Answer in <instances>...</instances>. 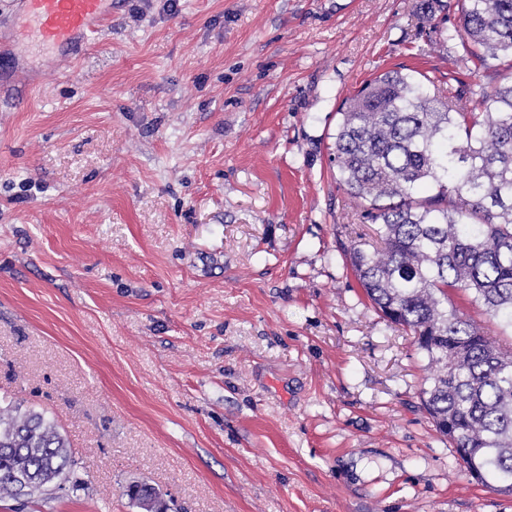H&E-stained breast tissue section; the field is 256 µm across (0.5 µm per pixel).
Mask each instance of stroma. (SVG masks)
<instances>
[{
	"label": "stroma",
	"mask_w": 512,
	"mask_h": 512,
	"mask_svg": "<svg viewBox=\"0 0 512 512\" xmlns=\"http://www.w3.org/2000/svg\"><path fill=\"white\" fill-rule=\"evenodd\" d=\"M112 0L70 60L0 55V396L69 482L0 512H512L421 405L428 359L347 251L338 111L458 74L457 0ZM79 491H72V484ZM126 495L145 512L167 511L160 492L146 483L128 486Z\"/></svg>",
	"instance_id": "35a3bbf8"
}]
</instances>
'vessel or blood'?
Segmentation results:
<instances>
[{
  "label": "vessel or blood",
  "mask_w": 512,
  "mask_h": 512,
  "mask_svg": "<svg viewBox=\"0 0 512 512\" xmlns=\"http://www.w3.org/2000/svg\"><path fill=\"white\" fill-rule=\"evenodd\" d=\"M109 0H13L29 28L28 46H38L69 58L102 29L110 17Z\"/></svg>",
  "instance_id": "obj_1"
}]
</instances>
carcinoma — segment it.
I'll use <instances>...</instances> for the list:
<instances>
[{"mask_svg":"<svg viewBox=\"0 0 512 512\" xmlns=\"http://www.w3.org/2000/svg\"><path fill=\"white\" fill-rule=\"evenodd\" d=\"M464 62H512V0H459ZM442 0H420L434 26ZM336 183L375 228L348 251L352 271L388 322L413 335L434 373L422 404L437 431L467 449L465 471L512 494V347L484 335L451 295L462 291L512 328V80L445 87L399 67L340 109ZM65 438L42 414L0 398V498L67 480ZM143 512L160 492L132 484Z\"/></svg>","mask_w":512,"mask_h":512,"instance_id":"obj_1","label":"carcinoma"}]
</instances>
